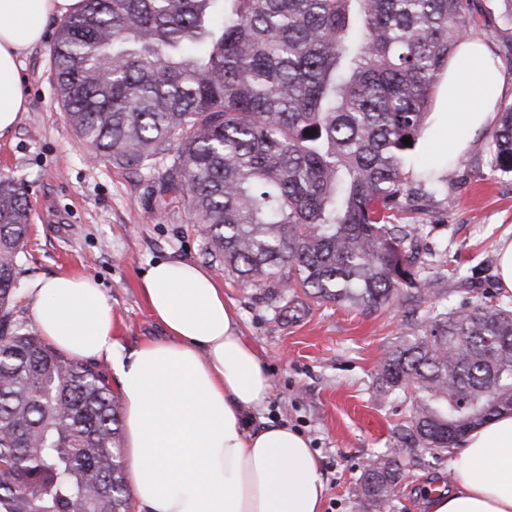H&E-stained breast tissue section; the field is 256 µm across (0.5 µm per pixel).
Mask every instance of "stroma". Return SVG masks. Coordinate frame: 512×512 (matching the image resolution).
Masks as SVG:
<instances>
[{"label": "stroma", "mask_w": 512, "mask_h": 512, "mask_svg": "<svg viewBox=\"0 0 512 512\" xmlns=\"http://www.w3.org/2000/svg\"><path fill=\"white\" fill-rule=\"evenodd\" d=\"M25 74L28 108L0 139V175L22 182L31 208L18 260L22 317L31 316L24 290L33 279L86 275L110 299L130 351L165 336L142 294V273L159 260L196 261L223 286L243 334L264 356L273 389L255 426L285 422L309 439L327 486L323 512H367L360 478L371 458L396 445L408 418L407 404L379 398L374 384L376 363L407 330L404 310L362 311L238 283L205 256L200 226L181 204L161 203L149 175L91 158L58 102L50 44L28 54ZM438 175L454 204L409 209L401 221L435 225L433 240L448 244L443 285L453 287L457 272L472 276V292L454 299L473 301L499 284L496 250L512 236V174L491 171L470 147ZM449 466L427 456L409 463L391 512H424L426 490L447 489Z\"/></svg>", "instance_id": "stroma-1"}]
</instances>
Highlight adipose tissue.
I'll return each mask as SVG.
<instances>
[{"mask_svg": "<svg viewBox=\"0 0 512 512\" xmlns=\"http://www.w3.org/2000/svg\"><path fill=\"white\" fill-rule=\"evenodd\" d=\"M81 0H0V137L27 109L21 72L51 19ZM505 95L500 61L463 39L427 134L437 156L463 153ZM141 290L166 337L124 351L112 304L89 277H41L26 290L42 336L67 357L110 363L123 399L126 475L138 512H322L326 487L307 438L287 424L253 428L272 391L224 290L190 259L149 265ZM455 482L427 512H512V413L458 442Z\"/></svg>", "mask_w": 512, "mask_h": 512, "instance_id": "adipose-tissue-1", "label": "adipose tissue"}]
</instances>
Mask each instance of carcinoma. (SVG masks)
<instances>
[{
    "label": "carcinoma",
    "instance_id": "cac0c4a2",
    "mask_svg": "<svg viewBox=\"0 0 512 512\" xmlns=\"http://www.w3.org/2000/svg\"><path fill=\"white\" fill-rule=\"evenodd\" d=\"M489 2L82 0L51 49L76 135L178 198L237 281L411 314L375 368L380 395L413 400L361 480L370 512H387L404 460L512 412V301L454 305L448 249L421 252L432 226L395 223L448 194L405 167L457 43L512 35V0ZM478 154L512 173V101ZM29 231L22 184L0 176V512H129L108 365L16 315Z\"/></svg>",
    "mask_w": 512,
    "mask_h": 512
}]
</instances>
